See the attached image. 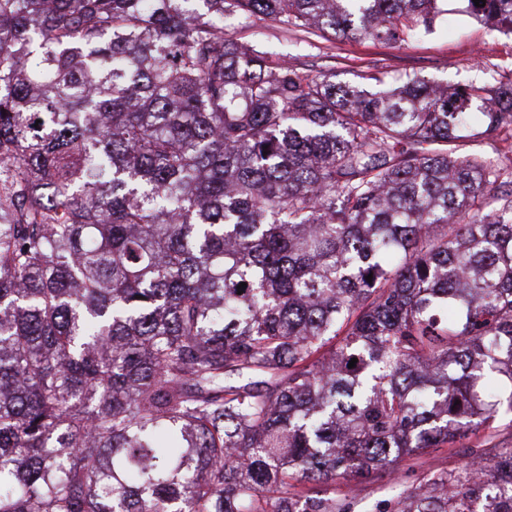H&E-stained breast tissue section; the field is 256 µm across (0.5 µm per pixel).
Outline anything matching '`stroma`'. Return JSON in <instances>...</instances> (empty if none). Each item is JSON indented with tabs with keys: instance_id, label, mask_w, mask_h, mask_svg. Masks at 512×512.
I'll return each instance as SVG.
<instances>
[{
	"instance_id": "stroma-1",
	"label": "stroma",
	"mask_w": 512,
	"mask_h": 512,
	"mask_svg": "<svg viewBox=\"0 0 512 512\" xmlns=\"http://www.w3.org/2000/svg\"><path fill=\"white\" fill-rule=\"evenodd\" d=\"M448 13L435 33L404 45L350 41L306 34L267 18L249 23L224 22V36L244 44L287 55L289 63L312 74H332L339 81L378 74L398 82L418 73L451 87L468 84L512 83V34L506 35L467 16L462 0H447ZM468 455L459 448H430L404 459L394 472H377L356 486L350 512H377L397 492L414 487L436 469L459 471Z\"/></svg>"
}]
</instances>
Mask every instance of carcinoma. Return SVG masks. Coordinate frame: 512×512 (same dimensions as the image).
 I'll list each match as a JSON object with an SVG mask.
<instances>
[{
  "label": "carcinoma",
  "instance_id": "obj_1",
  "mask_svg": "<svg viewBox=\"0 0 512 512\" xmlns=\"http://www.w3.org/2000/svg\"><path fill=\"white\" fill-rule=\"evenodd\" d=\"M442 2L0 0V512H347L330 483L512 412V165L467 150L512 84L224 38L397 44ZM482 446L378 512H512Z\"/></svg>",
  "mask_w": 512,
  "mask_h": 512
}]
</instances>
